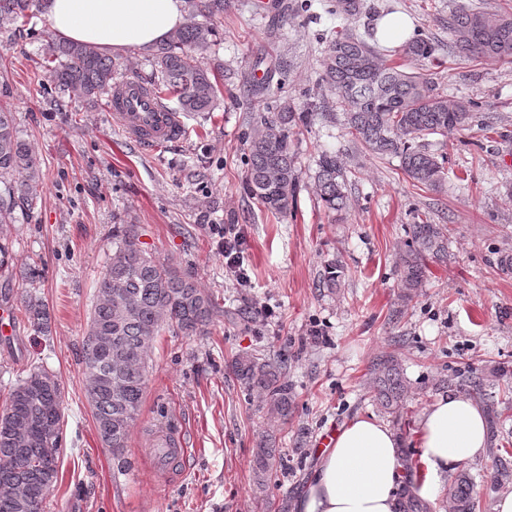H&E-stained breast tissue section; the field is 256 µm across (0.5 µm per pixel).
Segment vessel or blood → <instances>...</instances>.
Listing matches in <instances>:
<instances>
[{"mask_svg":"<svg viewBox=\"0 0 512 512\" xmlns=\"http://www.w3.org/2000/svg\"><path fill=\"white\" fill-rule=\"evenodd\" d=\"M112 121L127 139L140 149L153 151L181 140L186 134L180 113L160 104L151 89L143 82L124 78L115 81L108 97ZM184 443L180 435L166 431L156 440L153 453L164 459L168 454H181Z\"/></svg>","mask_w":512,"mask_h":512,"instance_id":"b4317fda","label":"vessel or blood"}]
</instances>
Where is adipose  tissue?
<instances>
[{
  "label": "adipose tissue",
  "mask_w": 512,
  "mask_h": 512,
  "mask_svg": "<svg viewBox=\"0 0 512 512\" xmlns=\"http://www.w3.org/2000/svg\"><path fill=\"white\" fill-rule=\"evenodd\" d=\"M54 35L105 52L146 50L168 41L185 23L184 0H46ZM424 465L415 480L421 499H434L448 470L484 455L487 429L468 396H444L418 421ZM400 442L385 424L357 417L336 433L300 502L301 512H397Z\"/></svg>",
  "instance_id": "ef3b65f1"
}]
</instances>
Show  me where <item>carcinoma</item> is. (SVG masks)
Listing matches in <instances>:
<instances>
[{"instance_id":"obj_1","label":"carcinoma","mask_w":512,"mask_h":512,"mask_svg":"<svg viewBox=\"0 0 512 512\" xmlns=\"http://www.w3.org/2000/svg\"><path fill=\"white\" fill-rule=\"evenodd\" d=\"M189 22L171 40L151 50L149 84L177 100L180 111L196 114L213 109L219 75L204 67L199 55L216 35L227 0H187ZM44 0H0V31L43 10ZM427 39L409 42L402 53L416 61L433 55ZM448 52L458 57H484L512 63V11L487 10L460 4L448 12ZM49 79L72 99L96 103L112 90L116 64L90 45L50 41L43 57ZM323 81L345 108L348 134L366 150L399 159L400 170L416 187L434 190L444 178L438 156L420 139L462 130L473 120L470 101H449L439 95L423 73L390 62L364 36L342 28L328 41ZM306 113L288 110L260 112L255 132L247 139L248 191L273 214H285L296 192L299 175L288 137L307 124ZM40 162L21 139L12 112L0 107V224L19 220L38 202ZM316 186L325 208L339 213L346 207L344 172L334 153L319 160ZM410 242L400 268V300L413 298L431 262L448 261V226L423 220L410 225ZM214 312L211 297L193 279L147 255L138 245L134 225L112 242V255L97 284L86 336H103L95 351L83 353V390L104 447L115 457L127 447L130 430L140 415L147 381V357L164 326L186 335L198 334ZM24 317L35 330L48 331L51 316L42 302L29 300ZM286 360L242 354L232 361L233 373L248 391L257 390L280 419L288 420L292 395L282 381ZM376 400L389 414L403 406L407 385L397 359L374 363ZM442 383L463 387L482 401L492 428L506 418L496 408L487 380L470 371H457ZM53 420V433L41 427ZM64 407L57 376L39 364L11 389L0 411V512H41L26 503L43 505L58 477ZM404 481L398 512H434V506L413 492V462L403 456ZM288 469L280 450L266 443L252 460L255 494L267 496L268 480L277 469ZM474 478L457 475L449 490L451 512H477Z\"/></svg>"}]
</instances>
